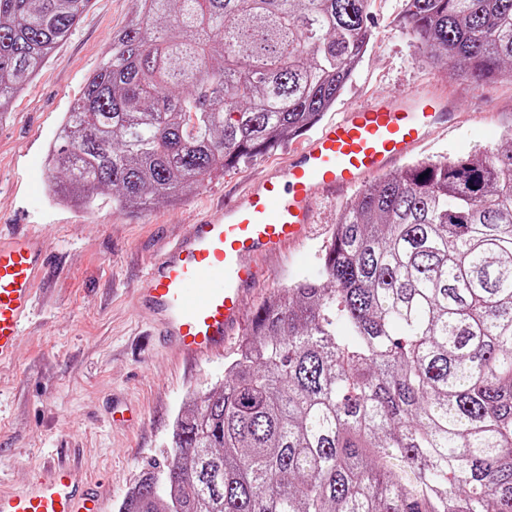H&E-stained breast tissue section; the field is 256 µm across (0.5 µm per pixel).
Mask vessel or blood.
<instances>
[{"instance_id": "b4317fda", "label": "vessel or blood", "mask_w": 512, "mask_h": 512, "mask_svg": "<svg viewBox=\"0 0 512 512\" xmlns=\"http://www.w3.org/2000/svg\"><path fill=\"white\" fill-rule=\"evenodd\" d=\"M452 109L443 97L375 93L263 179L203 214L137 282V300L169 348L187 362L221 353L242 325L258 259L306 236L320 195L357 187L393 167L444 125ZM46 267L38 238L0 237V362L14 354ZM0 512H102V500L80 467L57 461L27 486L1 489Z\"/></svg>"}]
</instances>
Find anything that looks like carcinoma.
Here are the masks:
<instances>
[{"label": "carcinoma", "instance_id": "1", "mask_svg": "<svg viewBox=\"0 0 512 512\" xmlns=\"http://www.w3.org/2000/svg\"><path fill=\"white\" fill-rule=\"evenodd\" d=\"M91 0H0V117ZM368 0H135L54 135L47 188L124 213L261 157L336 102ZM435 62L512 67V0H406ZM119 512H512V149L418 160L344 208L318 278L255 314Z\"/></svg>", "mask_w": 512, "mask_h": 512}]
</instances>
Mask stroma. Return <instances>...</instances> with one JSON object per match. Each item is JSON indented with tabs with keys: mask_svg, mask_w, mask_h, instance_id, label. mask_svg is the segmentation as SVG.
Wrapping results in <instances>:
<instances>
[{
	"mask_svg": "<svg viewBox=\"0 0 512 512\" xmlns=\"http://www.w3.org/2000/svg\"><path fill=\"white\" fill-rule=\"evenodd\" d=\"M132 0H92L72 34L0 119V231L40 235L50 258L11 360L0 363V488L32 481L45 462L80 463L118 512L148 466L168 465L175 421L190 396L222 382L243 339L194 366L172 358L135 301L148 262L186 233L195 217L286 160L293 136L271 153L206 181L180 201L122 215L101 194L90 209L53 202L47 148L63 115L98 68ZM404 0H370L372 39L324 119L360 106L376 91L425 89L457 101L454 124L437 130L411 160L504 149L512 126V78L475 83L426 58L404 20ZM348 190L322 198L309 239L262 259L268 274L250 291L245 315L298 280L317 276ZM135 407L134 425L113 427V398Z\"/></svg>",
	"mask_w": 512,
	"mask_h": 512,
	"instance_id": "obj_1",
	"label": "stroma"
}]
</instances>
